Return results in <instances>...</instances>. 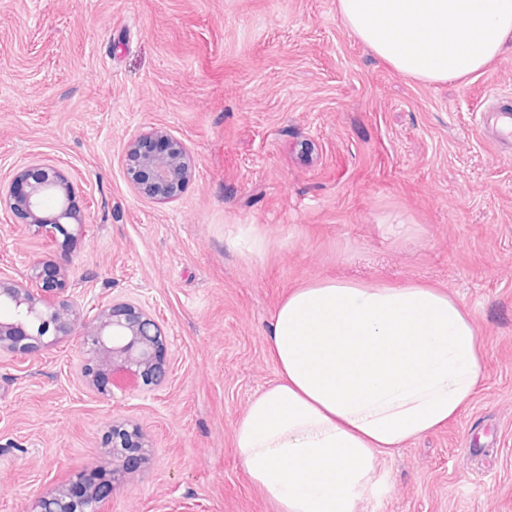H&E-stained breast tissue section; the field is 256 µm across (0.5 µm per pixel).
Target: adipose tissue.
<instances>
[{"instance_id":"ef3b65f1","label":"adipose tissue","mask_w":512,"mask_h":512,"mask_svg":"<svg viewBox=\"0 0 512 512\" xmlns=\"http://www.w3.org/2000/svg\"><path fill=\"white\" fill-rule=\"evenodd\" d=\"M343 25L395 72L461 81L512 45V0H337ZM277 379L249 403L234 446L276 512H360L378 454L437 432L483 375L475 319L442 288L314 278L275 308Z\"/></svg>"}]
</instances>
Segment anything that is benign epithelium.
<instances>
[{
  "instance_id": "benign-epithelium-1",
  "label": "benign epithelium",
  "mask_w": 512,
  "mask_h": 512,
  "mask_svg": "<svg viewBox=\"0 0 512 512\" xmlns=\"http://www.w3.org/2000/svg\"><path fill=\"white\" fill-rule=\"evenodd\" d=\"M190 175L187 147L166 130L154 128L129 141L126 176L142 198L171 201ZM70 193V183L58 168L36 164L23 170L7 189H0V208L47 236L63 233L66 224L81 223L69 205ZM48 198L55 202L50 214L46 213ZM59 275V268L37 263L18 279L0 276V307L11 310L10 320H0V352L29 354L79 329L81 354L94 388H105L116 373L147 388L160 385L169 366L164 357L167 336L159 321L142 306L129 302L103 307L90 318L77 304L57 298ZM131 436L124 428H112L111 480L88 486L75 476L40 498L32 512H107L117 484L145 459L144 444H139L136 453L129 449Z\"/></svg>"
}]
</instances>
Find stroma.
I'll list each match as a JSON object with an SVG mask.
<instances>
[{"label":"stroma","mask_w":512,"mask_h":512,"mask_svg":"<svg viewBox=\"0 0 512 512\" xmlns=\"http://www.w3.org/2000/svg\"><path fill=\"white\" fill-rule=\"evenodd\" d=\"M512 93V48L426 86L378 60L336 0H0V185L56 166L81 217L47 236L0 209V274H64L84 314L156 315L169 374L153 389L83 373L80 337L0 354V512L112 472L116 424L149 452L108 512H276L234 426L277 378L271 315L317 277L445 289L473 314L483 379L445 428L379 455L360 512H512V139L480 123ZM161 127L194 168L179 196H138L128 141ZM399 216L402 230L387 225ZM228 224L270 241L247 261Z\"/></svg>","instance_id":"stroma-1"}]
</instances>
